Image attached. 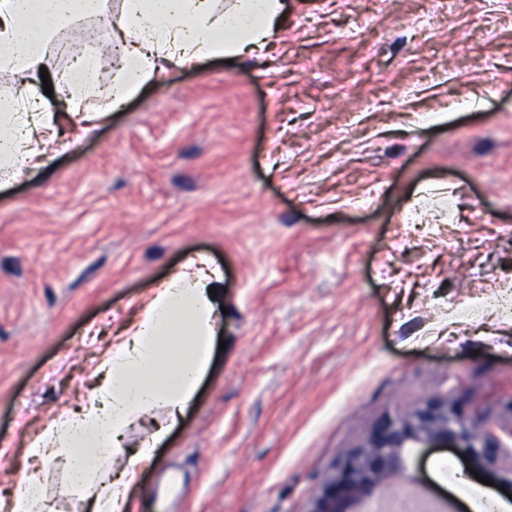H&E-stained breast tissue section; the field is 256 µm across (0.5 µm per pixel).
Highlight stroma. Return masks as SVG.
<instances>
[{
  "mask_svg": "<svg viewBox=\"0 0 512 512\" xmlns=\"http://www.w3.org/2000/svg\"><path fill=\"white\" fill-rule=\"evenodd\" d=\"M260 56L145 85L0 188V495L154 286L223 273L194 403L134 512H309L335 461L432 398L512 426V0H291ZM107 13L60 39H112ZM411 448L388 505L465 506Z\"/></svg>",
  "mask_w": 512,
  "mask_h": 512,
  "instance_id": "1",
  "label": "stroma"
}]
</instances>
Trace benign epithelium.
I'll return each mask as SVG.
<instances>
[{
  "label": "benign epithelium",
  "mask_w": 512,
  "mask_h": 512,
  "mask_svg": "<svg viewBox=\"0 0 512 512\" xmlns=\"http://www.w3.org/2000/svg\"><path fill=\"white\" fill-rule=\"evenodd\" d=\"M409 448H451L488 474L506 469L512 476V427H499L446 400L431 399L383 418L359 448L334 464L310 512H353L372 492L406 478Z\"/></svg>",
  "instance_id": "7a95c632"
}]
</instances>
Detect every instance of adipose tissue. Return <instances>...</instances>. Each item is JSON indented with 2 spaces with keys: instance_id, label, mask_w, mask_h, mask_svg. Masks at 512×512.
Segmentation results:
<instances>
[{
  "instance_id": "adipose-tissue-1",
  "label": "adipose tissue",
  "mask_w": 512,
  "mask_h": 512,
  "mask_svg": "<svg viewBox=\"0 0 512 512\" xmlns=\"http://www.w3.org/2000/svg\"><path fill=\"white\" fill-rule=\"evenodd\" d=\"M104 0H0V70L17 93L0 102V176L18 180L45 169L73 141L92 135L110 112L173 69L214 57L263 49L277 36L288 0H122L117 38L124 60L101 85L82 54L52 77V95L34 82L58 28L96 16ZM221 279L203 253L189 257L153 296L137 321L100 358V384L76 410L54 414L30 439L31 470L17 478L0 512H49L45 478L64 461L65 494H79L91 512H132L126 493L138 461L150 458L193 402L213 355L217 302L208 290ZM162 411L134 457L124 448L134 419Z\"/></svg>"
}]
</instances>
